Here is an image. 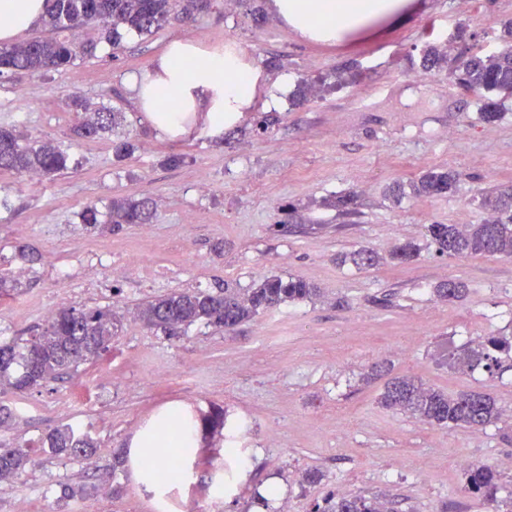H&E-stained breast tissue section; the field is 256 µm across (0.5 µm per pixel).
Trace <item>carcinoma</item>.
Masks as SVG:
<instances>
[{
  "label": "carcinoma",
  "mask_w": 512,
  "mask_h": 512,
  "mask_svg": "<svg viewBox=\"0 0 512 512\" xmlns=\"http://www.w3.org/2000/svg\"><path fill=\"white\" fill-rule=\"evenodd\" d=\"M210 0H45L40 21L45 34L24 43L0 46V61L8 72L43 75L64 69L77 58L92 57L99 44L119 45L124 33L150 34L172 20L195 18L209 7ZM427 66L446 64L448 75L482 101L479 119L495 123L502 119L504 102L512 98V46L496 51H472L463 48L456 54L429 47L423 55ZM76 114L74 132L83 138H94L119 125L116 112H89L83 98L71 99ZM70 155L50 141L27 143L16 127H0V171L17 174L37 172L54 176L69 168ZM462 174L454 171L429 170L409 182H396L390 196L399 202L408 196L433 197L459 190ZM480 206L492 218L479 224H430V245L441 256L490 255L512 258V188L480 192ZM155 217L149 198H114L107 214L95 207L82 213L83 223L149 224ZM421 245L406 242L395 247L390 260L406 263L417 257ZM379 254L362 247L340 258V264L367 269L378 265ZM468 285L450 280L434 288L437 296L458 299ZM320 288L302 279L288 280L276 274L260 277L242 291L224 283L215 292L202 289L174 291L137 306L139 319L167 336L199 321L217 330H229L249 321L257 314L287 303L311 300ZM118 320L110 308L62 309L49 320L37 336L0 343V383L15 392L25 393L50 379L69 374L80 364L98 358L112 338L117 336ZM512 358V336H487L452 358L459 370L482 368L491 373L500 368L502 359ZM378 402L382 407L410 414L430 424L448 427L485 429L502 416L495 400L481 392L471 391L449 396L413 376L395 377L389 381ZM42 448L54 456L90 459L95 452L91 437L71 427L57 428L42 440ZM28 461L21 445L0 444V479L16 476ZM502 480L493 466L469 469L468 490L485 501L497 504ZM314 512H386L384 504L362 495L332 494L324 504H315Z\"/></svg>",
  "instance_id": "1"
}]
</instances>
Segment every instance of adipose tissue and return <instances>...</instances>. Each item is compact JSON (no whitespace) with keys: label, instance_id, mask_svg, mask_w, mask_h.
<instances>
[{"label":"adipose tissue","instance_id":"ef3b65f1","mask_svg":"<svg viewBox=\"0 0 512 512\" xmlns=\"http://www.w3.org/2000/svg\"><path fill=\"white\" fill-rule=\"evenodd\" d=\"M270 10L302 37L336 43L368 26L395 28L409 0H269ZM44 0H0V45L19 43L40 21ZM266 85L260 68L238 51L173 41L150 70L132 79L136 105L159 132L214 135L257 105Z\"/></svg>","mask_w":512,"mask_h":512}]
</instances>
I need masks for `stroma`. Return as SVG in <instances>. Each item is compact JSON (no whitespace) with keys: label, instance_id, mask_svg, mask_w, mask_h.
Masks as SVG:
<instances>
[{"label":"stroma","instance_id":"obj_1","mask_svg":"<svg viewBox=\"0 0 512 512\" xmlns=\"http://www.w3.org/2000/svg\"><path fill=\"white\" fill-rule=\"evenodd\" d=\"M412 14L389 31L359 32L336 44L296 34L271 14L268 0H213L196 19L149 35H130L43 76L0 75V126L28 140H49L71 156L67 171L31 187L0 171V279L14 285L0 297V341L38 335L46 310L108 306L121 318L108 351L78 371L16 394L0 388L10 412L0 443L28 447L18 475L0 481V512H256L254 497L275 481L286 488L276 512H312L329 493L393 502L396 512H491L469 493L470 464L500 467L501 498L512 497V367L458 372L449 358L490 334H512V258L448 257L427 245L431 224H477L476 189L512 186V99L497 123L479 120L475 95L421 65L426 46L452 41L480 50L502 45L512 0H413ZM207 46L233 43L267 76L271 103L250 112L224 140L199 131L179 138L157 132L138 112L132 76L151 68L175 40ZM314 84L304 102L289 96L299 80ZM121 113L114 133L72 134V95ZM273 116L267 131L259 115ZM134 154L117 160L113 138ZM180 156L170 164L169 156ZM429 168L461 172L453 195L393 202L387 189ZM354 194L350 211L327 199ZM152 198L151 236L137 224L84 226L87 205L107 211L115 196ZM294 204L300 232L273 226L281 205ZM422 244L406 264L388 261L398 244ZM362 247L383 258L359 270L338 264ZM138 258L143 276L119 273ZM96 262L95 286L83 283ZM69 279H59L56 263ZM29 269L16 277L17 267ZM299 277L317 299L286 304L232 330L201 324L167 336L147 327L137 305L173 291L250 287L266 274ZM453 279L469 294L443 300L433 288ZM408 375L448 394L490 393L503 410L483 430L438 427L395 413L377 401L384 383ZM190 416L223 408L245 421L237 438L221 431L200 440L185 463L189 481L164 498L131 479L134 436L171 405ZM70 425L97 448L91 460L53 457L39 448L48 431ZM240 448L243 467L224 456ZM318 481L305 480L308 471ZM224 480V498L211 487ZM85 495L69 496V489Z\"/></svg>","mask_w":512,"mask_h":512}]
</instances>
